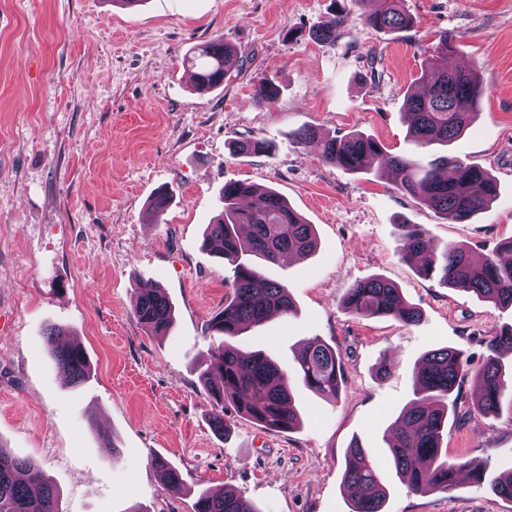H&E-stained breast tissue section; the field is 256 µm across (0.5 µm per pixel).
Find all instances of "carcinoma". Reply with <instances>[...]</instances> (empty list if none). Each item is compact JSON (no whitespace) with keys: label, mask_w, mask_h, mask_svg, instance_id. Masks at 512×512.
Segmentation results:
<instances>
[{"label":"carcinoma","mask_w":512,"mask_h":512,"mask_svg":"<svg viewBox=\"0 0 512 512\" xmlns=\"http://www.w3.org/2000/svg\"><path fill=\"white\" fill-rule=\"evenodd\" d=\"M367 27L397 32L413 26L403 8V0H380L375 12L362 14ZM343 15L334 14L312 32L320 43L336 41ZM456 50L455 35L445 31L438 44L425 49L426 64L420 82L427 91H406L404 108L411 119L409 136L420 146H448L474 122L475 108L485 93L478 69H448V53ZM240 57L221 38L204 43L187 54L183 63L191 70L194 88L211 91L224 85V78L239 67ZM280 94L277 84L261 78L256 85L259 102L271 104ZM305 148L318 144L322 159L342 170L356 173L391 169L399 190L410 194L437 213L463 223L485 213L498 195L495 178L478 165L457 156L440 155L424 163L418 159L391 155L380 142L359 132L320 138L312 128L295 134ZM241 154L268 152L261 139L238 142ZM223 208L207 225L202 248L222 258L233 273L232 294L224 310L210 320L211 332L223 341L211 349V360L201 380L209 397L220 408L231 400L239 416L261 427L289 432L299 424L293 401V387L277 363L260 351L241 350L235 339L252 326H259L271 314L289 315L294 306L287 287L269 279L263 263L275 262L288 254L307 255L317 246L313 225L288 205L276 191L249 182L224 185ZM400 256L414 261L425 277H437L450 288H463L500 306L512 307V239L500 244L495 254L478 255L465 246L451 245L442 251L430 247L427 232L419 224L402 225ZM343 305L362 317H393L406 325L421 319L419 310L406 301L387 279L375 276L353 283ZM134 316L153 336L167 335L173 325L174 310L164 291L156 287L138 294ZM69 332L52 327L47 345L53 360L74 385L81 384L90 371L82 348L67 340ZM489 355L475 373L480 391L477 410L496 412L507 388L504 361H512V326L487 341ZM295 375L317 395L335 399L342 383L341 360L336 351L315 338L295 357ZM469 374L464 352L443 347L428 351L414 371L417 399L392 423L395 442L389 446L393 466L413 493L452 491L456 476L466 470L477 485L490 481L497 496L512 500V469L490 479L486 466L467 460H448L442 452V432L448 413L456 408L450 400ZM165 472L167 488L176 495L183 484L182 474L162 457L153 460ZM344 484L354 503L353 512H382L386 486L381 470L360 442H353L345 455ZM0 512H59L54 486L42 471L27 459L19 458L0 444ZM193 512H260L242 494L226 490L215 496L199 494Z\"/></svg>","instance_id":"1"}]
</instances>
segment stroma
Here are the masks:
<instances>
[{
	"label": "stroma",
	"mask_w": 512,
	"mask_h": 512,
	"mask_svg": "<svg viewBox=\"0 0 512 512\" xmlns=\"http://www.w3.org/2000/svg\"><path fill=\"white\" fill-rule=\"evenodd\" d=\"M348 16L334 44L313 29L338 8ZM412 28L365 26L352 0H0V444L33 460L60 493V512H192L200 491L232 489L260 512H352L344 484L351 441L386 474L384 512H512L489 486L410 492L390 461L387 430L416 395L425 353L454 347L480 367L486 341L512 325V307L421 276L399 256V227L420 224L436 249L463 243L487 253L512 237V0H404ZM457 38L461 66L486 88L478 116L449 154L488 169L499 194L489 211L456 223L398 190L385 172L349 173L316 146L297 147L304 126L358 131L390 153L430 159L407 136L404 94L419 87L426 46ZM223 38L243 65L219 89L198 92L182 64L192 48ZM279 84L275 103L255 85ZM256 137L268 155L237 154ZM247 181L282 194L314 224L311 255L265 267L295 311L236 340L293 373L298 350L320 338L342 359L340 395L328 401L294 383L301 423L270 431L224 405L199 376L212 316L231 293L232 271L201 247L222 189ZM168 189L167 211L149 204ZM381 276L422 315L407 326L341 306L346 289ZM162 286L175 309L163 337L133 316L142 288ZM68 329L91 363L70 385L44 335ZM390 359L393 369L379 378ZM467 379L448 418L449 458L512 468V397L498 414L474 405ZM179 468L172 495L152 464Z\"/></svg>",
	"instance_id": "obj_1"
}]
</instances>
